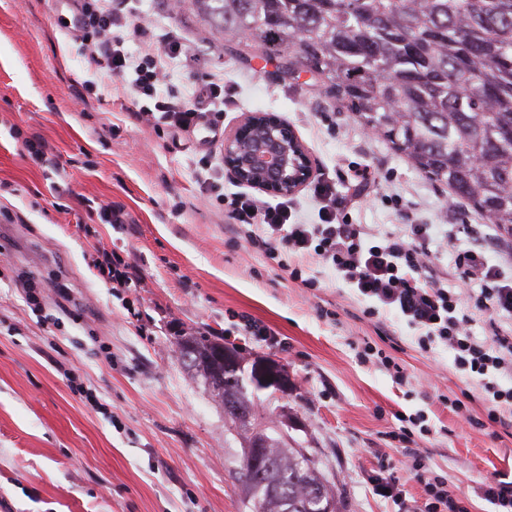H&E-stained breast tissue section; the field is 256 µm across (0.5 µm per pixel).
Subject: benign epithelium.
<instances>
[{
	"instance_id": "7a95c632",
	"label": "benign epithelium",
	"mask_w": 512,
	"mask_h": 512,
	"mask_svg": "<svg viewBox=\"0 0 512 512\" xmlns=\"http://www.w3.org/2000/svg\"><path fill=\"white\" fill-rule=\"evenodd\" d=\"M224 164L238 182L279 195L297 192L312 176L305 145L287 123L270 112L244 118L224 144ZM245 378L258 390L288 388V370L267 356L254 357ZM268 454L264 428L249 427L243 455L258 479L270 469Z\"/></svg>"
}]
</instances>
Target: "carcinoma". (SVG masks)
Listing matches in <instances>:
<instances>
[{
	"label": "carcinoma",
	"mask_w": 512,
	"mask_h": 512,
	"mask_svg": "<svg viewBox=\"0 0 512 512\" xmlns=\"http://www.w3.org/2000/svg\"><path fill=\"white\" fill-rule=\"evenodd\" d=\"M191 9L227 43L282 54L284 73L319 76L361 125L512 236V0H191ZM221 348L197 336L178 345L222 405L233 397L246 409V379L224 369ZM269 438L266 512H310L328 482L314 461L295 463L280 433Z\"/></svg>",
	"instance_id": "1"
}]
</instances>
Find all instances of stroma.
<instances>
[{
	"label": "stroma",
	"mask_w": 512,
	"mask_h": 512,
	"mask_svg": "<svg viewBox=\"0 0 512 512\" xmlns=\"http://www.w3.org/2000/svg\"><path fill=\"white\" fill-rule=\"evenodd\" d=\"M139 9L154 37L174 33L187 46L166 91L182 97L223 79L224 109L206 113L203 128L136 119L153 98L134 92L131 76L88 67L74 0H0V212L17 217L0 219V512H251L242 439L180 360L185 336L287 367L285 394L256 392L257 421L275 426L287 408L343 512H401L423 500L417 455L470 512H490L475 490L512 476V433L488 421L479 382L457 370L452 351H421L396 315L367 317L365 301L322 263L306 264L317 281L306 288L261 252L232 246L229 217L200 184L239 191L224 143L246 113L273 112L305 144L314 178L335 183L349 223L438 225L429 245L438 271L455 268L458 248L443 245L449 225H468L461 246L492 262L512 238L467 203L449 205L445 185L366 135L311 77H282L274 61L226 46L167 0ZM34 135L66 171L59 189L22 151ZM105 203L122 205L132 223L89 220L88 208ZM102 249L133 262L142 287L106 285ZM244 315L274 341L243 332ZM366 343L401 367L403 383L359 359ZM405 417L424 418L428 434L400 440ZM389 474L400 500L383 494Z\"/></svg>",
	"instance_id": "35a3bbf8"
}]
</instances>
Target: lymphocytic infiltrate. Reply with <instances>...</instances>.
I'll return each instance as SVG.
<instances>
[{
	"instance_id": "1",
	"label": "lymphocytic infiltrate",
	"mask_w": 512,
	"mask_h": 512,
	"mask_svg": "<svg viewBox=\"0 0 512 512\" xmlns=\"http://www.w3.org/2000/svg\"><path fill=\"white\" fill-rule=\"evenodd\" d=\"M76 28L88 49V64L107 74L134 73L137 92L155 97L153 108L139 109V119L154 117L170 121L177 128L198 125L203 114L199 104L224 97V83L208 80L198 87L193 101L173 97L157 98L166 77V63L186 57L187 48L176 37L156 41L147 38L134 0H76ZM132 31L144 35L140 55L124 48L123 35ZM318 202L319 221L300 223L288 201L269 203L246 193L226 195L225 201L236 224L234 238L245 241L267 256L283 253L292 280L314 287L303 277V262L314 259L336 272L358 296L369 300V316L396 312L417 333L419 348L428 351L441 343L454 354L456 368L478 375L485 392L496 403L494 417L503 427H512V387L498 383L499 376L512 373V251L497 263H488L480 252L467 250L457 263L465 274L478 280L481 299L471 310L461 306L460 295L431 267L430 227L407 224L397 232L381 235L360 224L338 221L336 186L314 182L311 190ZM494 310L491 341H477L471 326L486 310Z\"/></svg>"
}]
</instances>
